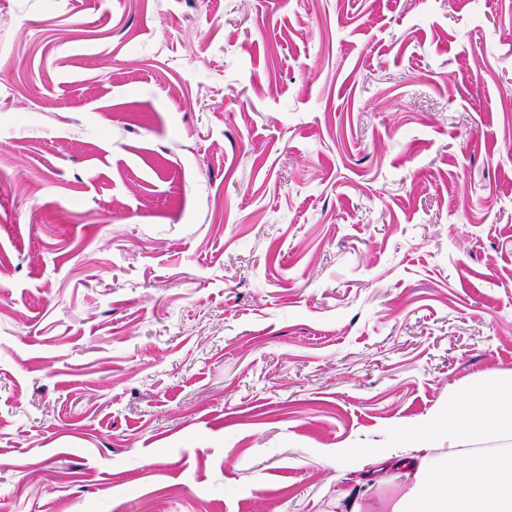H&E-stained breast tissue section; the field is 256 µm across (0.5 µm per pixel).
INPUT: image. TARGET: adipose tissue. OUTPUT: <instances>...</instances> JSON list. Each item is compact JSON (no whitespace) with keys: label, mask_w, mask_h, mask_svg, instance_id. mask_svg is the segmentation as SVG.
Wrapping results in <instances>:
<instances>
[{"label":"adipose tissue","mask_w":512,"mask_h":512,"mask_svg":"<svg viewBox=\"0 0 512 512\" xmlns=\"http://www.w3.org/2000/svg\"><path fill=\"white\" fill-rule=\"evenodd\" d=\"M396 434L418 450L401 461L411 487L379 512H512V455L476 450L486 440L512 438V374L478 379ZM442 444L448 454L441 462L431 451Z\"/></svg>","instance_id":"obj_1"}]
</instances>
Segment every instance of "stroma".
Listing matches in <instances>:
<instances>
[{
    "mask_svg": "<svg viewBox=\"0 0 512 512\" xmlns=\"http://www.w3.org/2000/svg\"><path fill=\"white\" fill-rule=\"evenodd\" d=\"M512 0H0V512H340L336 451L512 370Z\"/></svg>",
    "mask_w": 512,
    "mask_h": 512,
    "instance_id": "1",
    "label": "stroma"
}]
</instances>
